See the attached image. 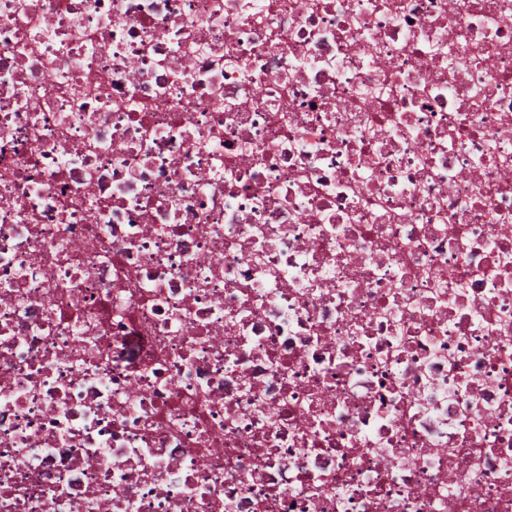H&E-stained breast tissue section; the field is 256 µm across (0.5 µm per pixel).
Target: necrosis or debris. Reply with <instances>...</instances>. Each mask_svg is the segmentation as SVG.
<instances>
[{"instance_id":"1","label":"necrosis or debris","mask_w":512,"mask_h":512,"mask_svg":"<svg viewBox=\"0 0 512 512\" xmlns=\"http://www.w3.org/2000/svg\"><path fill=\"white\" fill-rule=\"evenodd\" d=\"M0 512H512V0H0Z\"/></svg>"}]
</instances>
